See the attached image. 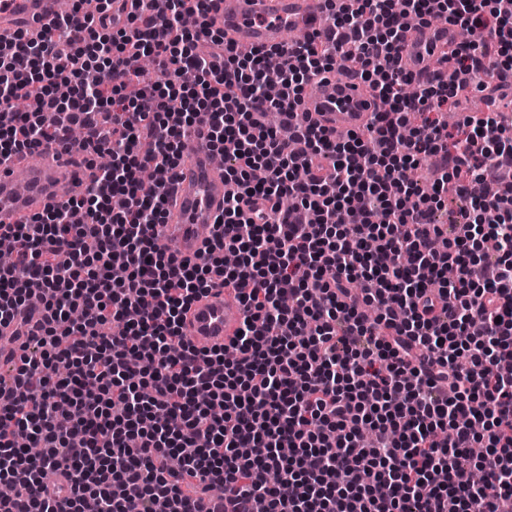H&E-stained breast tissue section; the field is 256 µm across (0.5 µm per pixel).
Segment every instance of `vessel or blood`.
I'll return each instance as SVG.
<instances>
[{
	"instance_id": "vessel-or-blood-1",
	"label": "vessel or blood",
	"mask_w": 512,
	"mask_h": 512,
	"mask_svg": "<svg viewBox=\"0 0 512 512\" xmlns=\"http://www.w3.org/2000/svg\"><path fill=\"white\" fill-rule=\"evenodd\" d=\"M61 0H0V41L19 33L30 37L52 28ZM327 12L326 0H213L210 17L216 28L237 48L282 45L288 32L310 33ZM458 43L455 26L422 25L406 36L400 53L401 68L417 78L430 77L437 62ZM314 91L302 108L311 121L330 130L362 128L375 110V102L362 82L333 74L313 77ZM205 126L189 135L186 159L169 176L173 201L160 236L168 255L182 260L199 254L213 233L216 217L224 209V171L213 160L205 140ZM39 160L29 166L23 180L0 170V225L19 224L41 213L60 198L61 188L84 194L92 185L85 163L63 164L57 145L45 144ZM241 295L215 288L192 303L182 332L200 348L227 345L244 318Z\"/></svg>"
}]
</instances>
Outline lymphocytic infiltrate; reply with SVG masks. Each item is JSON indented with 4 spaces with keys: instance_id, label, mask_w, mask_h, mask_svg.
I'll return each mask as SVG.
<instances>
[{
    "instance_id": "obj_1",
    "label": "lymphocytic infiltrate",
    "mask_w": 512,
    "mask_h": 512,
    "mask_svg": "<svg viewBox=\"0 0 512 512\" xmlns=\"http://www.w3.org/2000/svg\"><path fill=\"white\" fill-rule=\"evenodd\" d=\"M139 2L123 19L100 0L79 32L64 17L0 51V163L75 124L87 163L112 160L85 196L0 227L16 254L0 325L27 338L0 383V512H195L214 490L230 512H512V181L463 223L432 221L450 183L512 165L496 112L443 120L458 95L512 80V0H354L328 37L245 53L208 0ZM438 19L471 34L456 80L404 97L400 43ZM342 50L387 109L340 141L294 118ZM201 123L228 189L210 248L178 262L157 246L166 177ZM433 156L425 189L415 171ZM219 282L243 292L241 334L200 349L182 315Z\"/></svg>"
}]
</instances>
